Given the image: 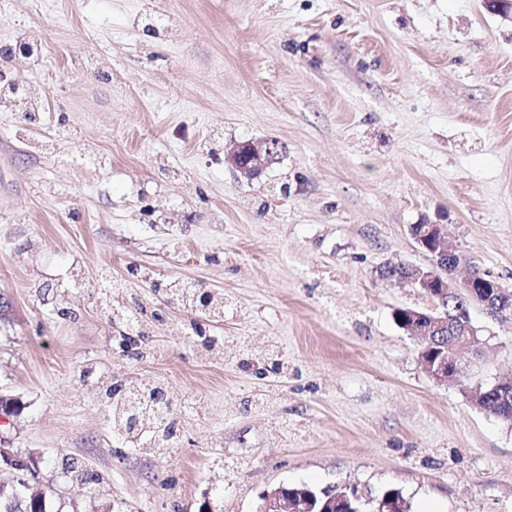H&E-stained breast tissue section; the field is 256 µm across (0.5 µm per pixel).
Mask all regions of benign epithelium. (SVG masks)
I'll return each instance as SVG.
<instances>
[{
	"label": "benign epithelium",
	"instance_id": "1",
	"mask_svg": "<svg viewBox=\"0 0 512 512\" xmlns=\"http://www.w3.org/2000/svg\"><path fill=\"white\" fill-rule=\"evenodd\" d=\"M277 143L272 139H252L235 144L225 153L224 161L242 177L252 180L259 177L278 159ZM417 246L431 255V265L424 268L400 265L401 272L396 278L410 282L432 300L445 304L448 299H459L466 305L477 304L486 311L493 312L497 296H509L498 281L489 280L477 271L462 280L453 277L448 266L456 265L459 255L448 242L440 224H426L412 233ZM401 327L417 336L428 347H436L453 337L449 353L439 357L420 352V364L423 371L439 383H447L456 377L460 365L468 362L473 353L477 330L469 321H462L451 327L448 318L430 314L423 316L417 309H406V316L400 320ZM40 457L20 448H10L0 442V471L7 469L21 483L24 477L36 472ZM257 512H313L311 498L288 493V486L281 484L260 496Z\"/></svg>",
	"mask_w": 512,
	"mask_h": 512
}]
</instances>
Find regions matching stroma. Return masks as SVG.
<instances>
[{
    "mask_svg": "<svg viewBox=\"0 0 512 512\" xmlns=\"http://www.w3.org/2000/svg\"><path fill=\"white\" fill-rule=\"evenodd\" d=\"M0 439L68 459L47 512H257L281 484L399 488L410 512H512V423L476 388L512 380V314L470 311L480 366L439 383L388 267L429 266L439 224L512 290V11L485 0H0ZM280 154L246 180L249 139ZM192 286L211 319L167 302ZM144 357L119 347L134 306ZM217 337L194 340L196 329ZM88 364L191 400L179 437L113 435ZM279 155L272 139H252L235 144L225 153L224 161L247 180L259 177Z\"/></svg>",
    "mask_w": 512,
    "mask_h": 512,
    "instance_id": "stroma-1",
    "label": "stroma"
}]
</instances>
